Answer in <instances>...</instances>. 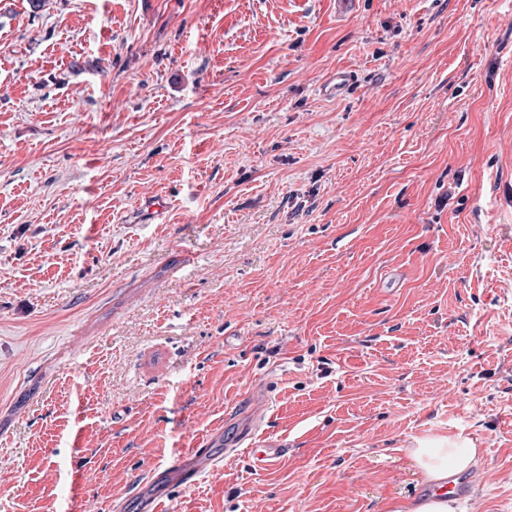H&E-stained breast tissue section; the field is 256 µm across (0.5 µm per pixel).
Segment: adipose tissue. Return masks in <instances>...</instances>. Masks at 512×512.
I'll return each mask as SVG.
<instances>
[{
	"label": "adipose tissue",
	"instance_id": "ef3b65f1",
	"mask_svg": "<svg viewBox=\"0 0 512 512\" xmlns=\"http://www.w3.org/2000/svg\"><path fill=\"white\" fill-rule=\"evenodd\" d=\"M407 454L434 492L423 499L395 505L392 512H456L453 501L441 495L439 489L447 482L449 473H462L477 464L474 442L460 434L424 437L416 439Z\"/></svg>",
	"mask_w": 512,
	"mask_h": 512
}]
</instances>
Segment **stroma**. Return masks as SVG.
Returning <instances> with one entry per match:
<instances>
[{
	"label": "stroma",
	"mask_w": 512,
	"mask_h": 512,
	"mask_svg": "<svg viewBox=\"0 0 512 512\" xmlns=\"http://www.w3.org/2000/svg\"><path fill=\"white\" fill-rule=\"evenodd\" d=\"M247 433L163 512H389L459 433L512 512L506 0H0V512ZM267 383H258L249 389L242 398L247 406V416L255 428L263 422L268 408ZM268 446V448H252L254 445L249 443L246 448L250 452L255 466L261 469L275 465L284 455V448H276L272 443H268Z\"/></svg>",
	"instance_id": "35a3bbf8"
}]
</instances>
